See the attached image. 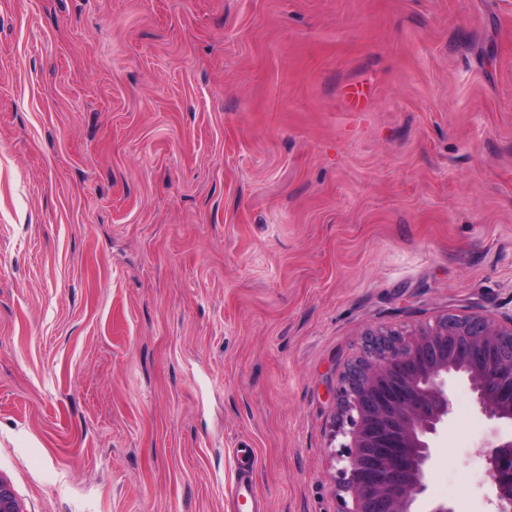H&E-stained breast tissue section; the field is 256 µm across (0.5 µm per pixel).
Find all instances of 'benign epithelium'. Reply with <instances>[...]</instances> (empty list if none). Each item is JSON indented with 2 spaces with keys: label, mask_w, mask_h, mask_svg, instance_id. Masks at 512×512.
<instances>
[{
  "label": "benign epithelium",
  "mask_w": 512,
  "mask_h": 512,
  "mask_svg": "<svg viewBox=\"0 0 512 512\" xmlns=\"http://www.w3.org/2000/svg\"><path fill=\"white\" fill-rule=\"evenodd\" d=\"M420 325L408 337L379 332L367 360L351 367L337 395L350 441L338 460L351 498L342 512H413L428 488L432 437L453 412L448 375L469 383L479 410L512 422V314L455 315ZM496 512H512V438L485 451ZM0 512H20L0 477Z\"/></svg>",
  "instance_id": "1"
}]
</instances>
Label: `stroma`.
Instances as JSON below:
<instances>
[{
    "instance_id": "35a3bbf8",
    "label": "stroma",
    "mask_w": 512,
    "mask_h": 512,
    "mask_svg": "<svg viewBox=\"0 0 512 512\" xmlns=\"http://www.w3.org/2000/svg\"><path fill=\"white\" fill-rule=\"evenodd\" d=\"M371 97L352 111L342 91ZM512 312V0H0L21 512H342L377 327ZM419 512H492L462 381Z\"/></svg>"
}]
</instances>
